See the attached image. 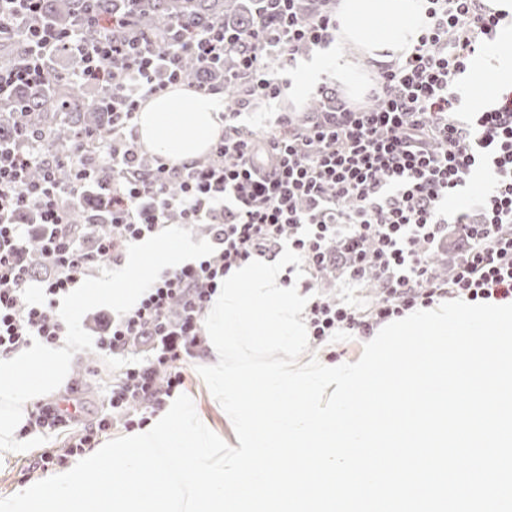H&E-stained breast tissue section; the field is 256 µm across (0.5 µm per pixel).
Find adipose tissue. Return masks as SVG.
<instances>
[{
    "mask_svg": "<svg viewBox=\"0 0 512 512\" xmlns=\"http://www.w3.org/2000/svg\"><path fill=\"white\" fill-rule=\"evenodd\" d=\"M422 17V0H338L334 49L314 57L311 70L318 76L335 71L337 84L347 97H354L362 77L352 55L379 64L390 62L411 45ZM221 100L218 93L181 87L149 97L136 120L139 143L174 164L198 159L222 135ZM148 257L176 267L184 253L173 249L166 235L136 243L125 264L113 270L110 281L77 289L61 304L62 321L72 323L85 309L103 304L120 310L134 307L142 297L140 284L151 275L144 264ZM74 347V341L66 337L52 346L35 340L21 350L0 353V458L19 457L30 447V440L19 439L18 431L33 403L55 397L66 388L76 367Z\"/></svg>",
    "mask_w": 512,
    "mask_h": 512,
    "instance_id": "adipose-tissue-1",
    "label": "adipose tissue"
}]
</instances>
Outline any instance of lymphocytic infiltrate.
<instances>
[{
	"instance_id": "f902f5d3",
	"label": "lymphocytic infiltrate",
	"mask_w": 512,
	"mask_h": 512,
	"mask_svg": "<svg viewBox=\"0 0 512 512\" xmlns=\"http://www.w3.org/2000/svg\"><path fill=\"white\" fill-rule=\"evenodd\" d=\"M423 2L416 43L381 67L364 103L333 99L327 111L289 121L278 135L242 134V112H229L208 162L175 165L146 157L130 133L143 99L183 83L185 58L209 66L223 62L231 45L247 43L224 81L247 73L255 93L272 101L281 86L269 58L291 66L304 51L334 43L335 11L327 6L303 17L297 0H275L278 26L247 33L220 23L197 31L179 19L158 47L123 16L92 14L61 30L45 20L44 0H0V35L17 31L30 44L21 60L0 66V103L23 87L49 88L46 58L63 50L81 63L75 82L105 91L116 132L98 144L112 163L103 195L112 220L96 234L72 221L91 179L85 135L63 158L74 173L66 185L38 130L24 125L0 135V353L35 339L55 344L65 333L56 312L61 298L84 276L119 263L120 247L162 234L175 219L208 228L202 251L157 268L139 305L108 320L97 354L123 357L125 367L94 416L84 411L80 379L64 396L73 410L52 400L34 404L21 436L62 439L42 449L37 469L51 471L99 447L114 427L146 425L183 387L184 363L203 352L202 317L225 275L282 247L303 259L317 342L341 332L373 335L443 299L512 302V98L466 112L455 91L487 40L512 24V11L491 8V0ZM480 170L488 187L475 212L449 209V197L464 194ZM32 200L39 204L33 222L19 223ZM452 231L466 248L443 275L433 255ZM338 263L345 283L377 288L370 306L318 293L319 280Z\"/></svg>"
}]
</instances>
